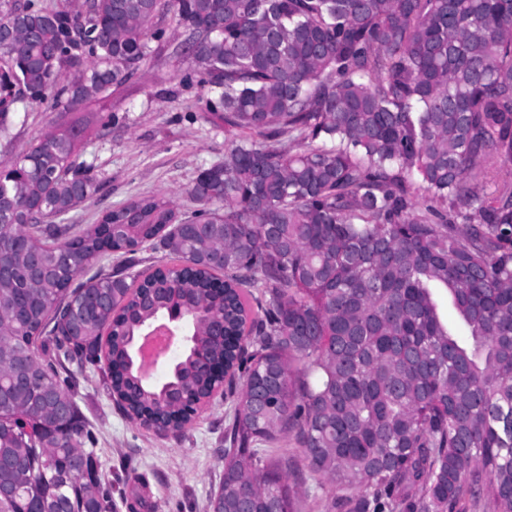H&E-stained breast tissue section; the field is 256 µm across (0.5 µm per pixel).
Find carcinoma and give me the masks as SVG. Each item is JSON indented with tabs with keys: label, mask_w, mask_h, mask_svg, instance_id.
Returning <instances> with one entry per match:
<instances>
[{
	"label": "carcinoma",
	"mask_w": 512,
	"mask_h": 512,
	"mask_svg": "<svg viewBox=\"0 0 512 512\" xmlns=\"http://www.w3.org/2000/svg\"><path fill=\"white\" fill-rule=\"evenodd\" d=\"M9 15L5 67L68 112L125 84L171 17L187 32L177 52L218 94L226 147L188 189L190 214L141 196L108 211L106 238L41 223L96 192L75 163L79 125L4 165L0 219L23 245L0 280L3 512H112L68 376L99 347L117 404L133 422L149 411L148 429L175 394L208 396L188 350L160 387L137 392L120 370L174 297L252 336L245 358L209 318L189 327L244 378L221 512H299L284 439L322 479L326 512L467 499L512 512V187L474 184L512 163V0H86ZM145 247L193 275L127 281ZM112 252L123 265L75 284ZM437 290L468 334L448 330Z\"/></svg>",
	"instance_id": "carcinoma-1"
}]
</instances>
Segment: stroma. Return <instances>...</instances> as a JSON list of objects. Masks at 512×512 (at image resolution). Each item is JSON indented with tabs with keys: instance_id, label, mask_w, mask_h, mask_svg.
<instances>
[{
	"instance_id": "stroma-1",
	"label": "stroma",
	"mask_w": 512,
	"mask_h": 512,
	"mask_svg": "<svg viewBox=\"0 0 512 512\" xmlns=\"http://www.w3.org/2000/svg\"><path fill=\"white\" fill-rule=\"evenodd\" d=\"M184 38L182 29L166 25L162 38L150 39L149 55L131 79L80 113L63 111L49 97L13 103L8 130L0 134V163L80 118L86 129L79 159L90 166L97 190L64 223H96L143 194L166 196L180 212L191 211L186 190L202 169L223 161L225 136L212 120L213 93L176 52ZM73 374L76 401L96 439L95 465L113 485L112 512H210L224 474L229 390L200 406L177 439L130 422L104 385L100 365L77 367Z\"/></svg>"
}]
</instances>
